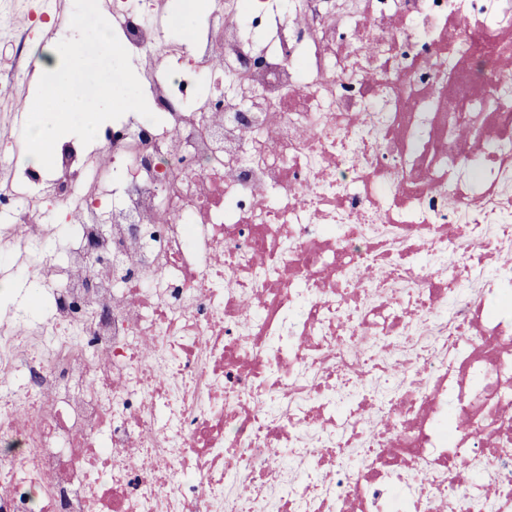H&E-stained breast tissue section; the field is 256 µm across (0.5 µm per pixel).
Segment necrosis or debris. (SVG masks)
Returning <instances> with one entry per match:
<instances>
[{
    "mask_svg": "<svg viewBox=\"0 0 512 512\" xmlns=\"http://www.w3.org/2000/svg\"><path fill=\"white\" fill-rule=\"evenodd\" d=\"M108 10L160 123L0 153V512H512V0Z\"/></svg>",
    "mask_w": 512,
    "mask_h": 512,
    "instance_id": "1",
    "label": "necrosis or debris"
}]
</instances>
